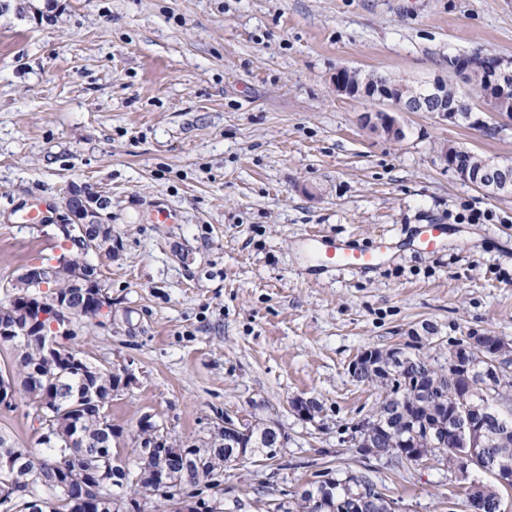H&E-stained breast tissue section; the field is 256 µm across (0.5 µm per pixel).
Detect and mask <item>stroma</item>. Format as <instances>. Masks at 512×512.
<instances>
[{"label":"stroma","instance_id":"obj_1","mask_svg":"<svg viewBox=\"0 0 512 512\" xmlns=\"http://www.w3.org/2000/svg\"><path fill=\"white\" fill-rule=\"evenodd\" d=\"M512 58V0H10L0 12V300L23 269L62 252V201H108L111 258L89 255L112 313L81 320L74 346L127 364L113 398L119 454L149 415L177 444L206 447L224 414L277 424L271 461L252 457L204 488L199 512H272L321 470L369 474L396 512H469V480L430 457L393 466L352 426L381 394L349 366L410 341L444 363L455 342H512V196L440 164L451 143L512 160V133L401 114L406 136L365 129L377 101L336 94L342 67L423 83L448 59ZM52 224H18L32 202ZM172 223L154 220L160 210ZM491 220L470 222L473 212ZM440 223L435 250L412 240ZM374 245L377 269L322 270L308 236ZM435 328L422 334L423 325ZM316 400L314 420L294 398ZM35 447L23 397L0 433Z\"/></svg>","mask_w":512,"mask_h":512}]
</instances>
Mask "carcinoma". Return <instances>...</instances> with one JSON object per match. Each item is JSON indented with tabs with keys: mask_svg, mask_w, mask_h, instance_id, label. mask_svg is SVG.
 <instances>
[{
	"mask_svg": "<svg viewBox=\"0 0 512 512\" xmlns=\"http://www.w3.org/2000/svg\"><path fill=\"white\" fill-rule=\"evenodd\" d=\"M352 84L362 85L366 80L382 87L394 84L395 79L387 74L355 72L344 70ZM512 98V71L499 84L483 88L481 97L485 108L497 107L503 97ZM448 103L457 107L461 122L473 119L474 108L470 105V94L463 91L458 83L448 81ZM440 152L448 156V166L470 172L482 169L484 158L472 151L444 145ZM47 302L57 294L69 295V302L77 306L81 300V289L69 288L62 280L48 283ZM72 336H60L57 344L64 352L62 363L49 364L41 356L38 338L29 340L26 347L17 353V380L29 401L32 412L40 410L41 401L57 397L56 426L61 434L69 435L72 444L62 448L46 447L39 452L30 448H18L0 434V457L11 455L20 460L22 466L37 473L38 490L55 498L52 512H120L118 504L124 497L114 493L100 502H85L81 492L92 478L85 465L96 459L102 450L112 449L114 432H103L99 418L107 415L118 388V375L112 373L113 366H90L82 361L71 346ZM376 358L366 362L354 378L362 383H378L383 397L368 423L356 425L360 436L359 448L366 454L385 457L398 465L416 463L426 455H442L448 461V468L462 470L469 463L483 464V472L494 477V482L477 480L467 489V498L475 502L479 512H500L503 500L512 491V482L503 484L496 465L504 463L512 468V371H503L502 377H495L486 388L477 385L472 372L463 373L453 366L455 359L460 364L475 361L479 354L468 348L464 342L454 344L444 364L433 365L428 357L420 353L401 351V361L392 362V356L383 354V349L374 348ZM92 393L98 405L90 407L84 402L85 395ZM477 408L488 410L499 416L490 419L482 436V442L471 444L452 432L439 434L437 444L426 441L421 429L436 430L435 424L446 427L455 424L456 415L463 408V397ZM271 431L266 427L252 426L243 439L244 448L251 453H267ZM232 444L230 438L221 432L215 434L206 448H177L173 444L153 449L149 456L141 454V448L131 449L132 458L118 465V472L112 474L111 487L129 489L147 499L159 498L151 488L149 474L158 467L170 453L184 458L182 472L174 479L190 488L209 485L221 470L224 449ZM69 487V497H57L55 485ZM377 486L365 473L336 474L332 485L312 483V487L300 494L299 512H344L351 508L352 500L360 491Z\"/></svg>",
	"mask_w": 512,
	"mask_h": 512,
	"instance_id": "obj_1",
	"label": "carcinoma"
}]
</instances>
